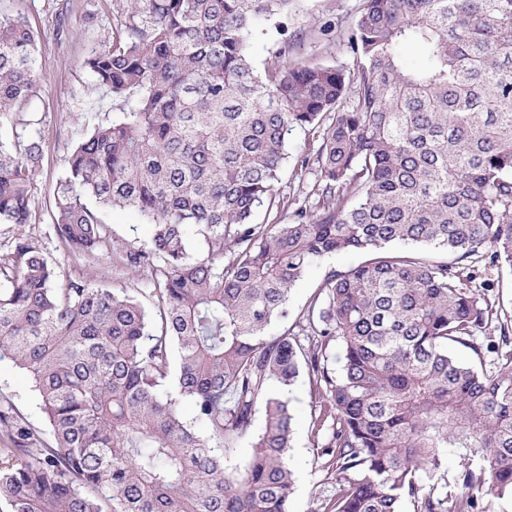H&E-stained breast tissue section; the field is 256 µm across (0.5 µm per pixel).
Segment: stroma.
Masks as SVG:
<instances>
[{
  "label": "stroma",
  "mask_w": 512,
  "mask_h": 512,
  "mask_svg": "<svg viewBox=\"0 0 512 512\" xmlns=\"http://www.w3.org/2000/svg\"><path fill=\"white\" fill-rule=\"evenodd\" d=\"M126 0H0V14L23 9L39 34L38 79L31 96L16 103L14 118L30 119L40 133L42 160L34 176L32 217L29 224H0V254L10 251L16 237L24 236L59 269L114 288L130 291L146 287L150 274L117 263L114 253L148 246L152 226L132 209L106 208L102 217L112 230L114 253L75 255L56 235L50 217L53 190L63 175L65 160L87 124L112 118V99L98 86L84 61L101 37L112 36L124 18ZM362 0H293L279 19L280 30L271 31L250 48L257 68L270 64L277 50L296 37L304 46L290 55L293 64L319 62L344 66L350 61L347 42ZM320 138L305 129L295 130L288 145V165L277 189L286 196L300 195L293 174L298 161L315 159ZM360 252H341L310 264L288 298L290 319L271 323L268 335L293 328V319L308 304L331 271L344 272L363 262ZM293 433L288 451L296 486L291 512H328L336 482V465L324 455L330 428L316 429L314 421L322 398L300 375L289 393ZM12 408L38 428L47 423L32 391V381L9 361L0 362V408Z\"/></svg>",
  "instance_id": "35a3bbf8"
}]
</instances>
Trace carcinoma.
<instances>
[{
  "mask_svg": "<svg viewBox=\"0 0 512 512\" xmlns=\"http://www.w3.org/2000/svg\"><path fill=\"white\" fill-rule=\"evenodd\" d=\"M126 2L121 34L86 60L117 112L71 151L52 219L70 252L95 255L112 232L86 198L141 212L150 245L120 258L149 287L65 276L25 238L0 259V360L29 375L53 437L0 410L7 512H289L287 394L304 369L325 400L314 424L333 425L330 512L512 496V356L487 371L449 352L496 348L477 342L493 312L472 259L512 267V0H363L352 66H295L283 50L263 74L256 24L292 0ZM37 41L24 13L0 16V121L32 92ZM297 127L322 142L281 224ZM41 156L32 129L0 140V224L29 223ZM261 208L273 223H254ZM193 227L204 257L188 253ZM343 251L369 259L327 276L298 331L267 335L306 266ZM448 457L462 467L451 501L421 484Z\"/></svg>",
  "mask_w": 512,
  "mask_h": 512,
  "instance_id": "1",
  "label": "carcinoma"
}]
</instances>
